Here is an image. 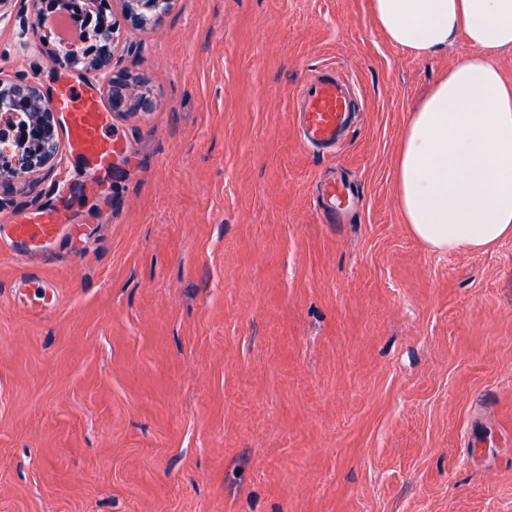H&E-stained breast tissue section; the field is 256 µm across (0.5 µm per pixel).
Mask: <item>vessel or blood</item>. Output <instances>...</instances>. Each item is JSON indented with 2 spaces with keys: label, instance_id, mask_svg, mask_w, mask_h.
I'll return each instance as SVG.
<instances>
[{
  "label": "vessel or blood",
  "instance_id": "obj_1",
  "mask_svg": "<svg viewBox=\"0 0 512 512\" xmlns=\"http://www.w3.org/2000/svg\"><path fill=\"white\" fill-rule=\"evenodd\" d=\"M53 107L67 113L68 135L73 149L91 157L98 166H107L115 152L109 119L101 112L94 97L69 87L61 88L52 100ZM300 129L306 145L331 148L350 129L355 111L352 86L336 70L329 69L304 82L295 102ZM347 187L343 181L329 177L320 185L319 201L323 215L335 219L341 209ZM59 218L56 212L40 213L38 220L9 224L10 235L17 239L52 237Z\"/></svg>",
  "mask_w": 512,
  "mask_h": 512
}]
</instances>
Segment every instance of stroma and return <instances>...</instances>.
<instances>
[{
  "label": "stroma",
  "mask_w": 512,
  "mask_h": 512,
  "mask_svg": "<svg viewBox=\"0 0 512 512\" xmlns=\"http://www.w3.org/2000/svg\"><path fill=\"white\" fill-rule=\"evenodd\" d=\"M370 0H123L113 72L151 111L112 115L108 170L60 146L0 187V512H512V239L426 249L396 201L409 111L466 57L421 59ZM32 0L0 19V74L54 63ZM351 78L336 151L292 110L316 70ZM359 202L325 223L320 179ZM33 272L55 287L23 281ZM125 16L133 26L143 27L155 22L169 7L171 0H126ZM59 223L58 214L54 211L42 212L38 220L33 223H26L14 219L8 224L9 234L17 239H37L52 237L57 230Z\"/></svg>",
  "instance_id": "35a3bbf8"
}]
</instances>
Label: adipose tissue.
Instances as JSON below:
<instances>
[{"label": "adipose tissue", "mask_w": 512, "mask_h": 512, "mask_svg": "<svg viewBox=\"0 0 512 512\" xmlns=\"http://www.w3.org/2000/svg\"><path fill=\"white\" fill-rule=\"evenodd\" d=\"M388 40L416 57L465 35L472 51L439 77L404 126L396 199L409 232L435 252H484L512 239V0H371Z\"/></svg>", "instance_id": "1"}]
</instances>
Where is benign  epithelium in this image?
Returning <instances> with one entry per match:
<instances>
[{"label":"benign epithelium","instance_id":"7a95c632","mask_svg":"<svg viewBox=\"0 0 512 512\" xmlns=\"http://www.w3.org/2000/svg\"><path fill=\"white\" fill-rule=\"evenodd\" d=\"M125 16L132 25L143 27L155 22L169 7L171 0H126ZM57 58L72 70H91L106 79L109 101L113 110L128 101V87L124 76L112 72V53L104 51L90 55L82 45H68L61 49ZM9 98L16 107L31 110L33 147L20 149L15 142L0 135V185L11 184L18 174L36 173L54 163L59 155L56 129L57 113L50 107L41 87L22 78L0 76V96Z\"/></svg>","mask_w":512,"mask_h":512}]
</instances>
